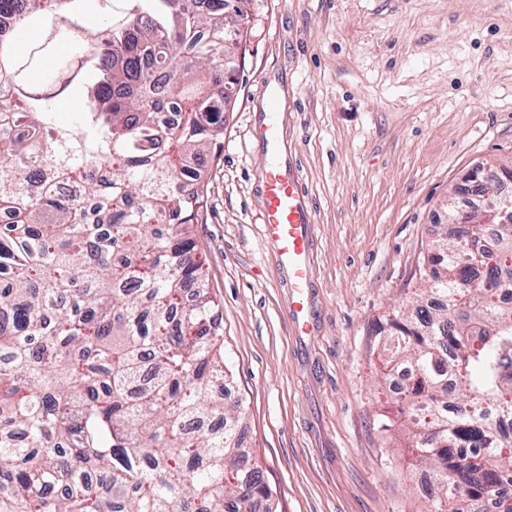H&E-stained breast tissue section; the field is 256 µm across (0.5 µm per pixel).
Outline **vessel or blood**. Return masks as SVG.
I'll list each match as a JSON object with an SVG mask.
<instances>
[{
	"instance_id": "obj_1",
	"label": "vessel or blood",
	"mask_w": 512,
	"mask_h": 512,
	"mask_svg": "<svg viewBox=\"0 0 512 512\" xmlns=\"http://www.w3.org/2000/svg\"><path fill=\"white\" fill-rule=\"evenodd\" d=\"M256 135L269 152L261 187L262 233L272 245L278 269L288 283L293 334L304 338L312 334L314 327L313 213L300 175L280 162L277 121L267 118L258 126Z\"/></svg>"
}]
</instances>
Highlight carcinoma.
Wrapping results in <instances>:
<instances>
[{
  "mask_svg": "<svg viewBox=\"0 0 512 512\" xmlns=\"http://www.w3.org/2000/svg\"><path fill=\"white\" fill-rule=\"evenodd\" d=\"M76 2L0 0V512H255L272 492L241 450L242 402L210 387L218 304L179 306L204 280L189 226L242 65L226 19L248 0H128L101 35ZM84 70L95 82L62 125L52 98ZM504 178L481 180L490 198ZM481 231L453 225L422 263L428 287L376 334L416 369L381 428L434 475L428 512H512V431L496 429L512 417V223L480 249Z\"/></svg>",
  "mask_w": 512,
  "mask_h": 512,
  "instance_id": "carcinoma-1",
  "label": "carcinoma"
}]
</instances>
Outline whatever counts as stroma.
I'll return each mask as SVG.
<instances>
[{"mask_svg": "<svg viewBox=\"0 0 512 512\" xmlns=\"http://www.w3.org/2000/svg\"><path fill=\"white\" fill-rule=\"evenodd\" d=\"M245 66L192 234L219 303L245 448L276 512H426L380 428L374 325L409 300L449 197L512 166V0H250ZM279 90L282 154L314 210V335L259 224L251 130Z\"/></svg>", "mask_w": 512, "mask_h": 512, "instance_id": "35a3bbf8", "label": "stroma"}]
</instances>
